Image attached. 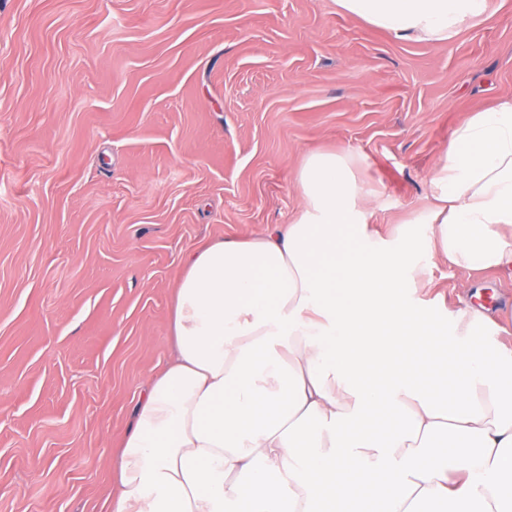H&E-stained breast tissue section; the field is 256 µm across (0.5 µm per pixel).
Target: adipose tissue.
Instances as JSON below:
<instances>
[{
	"label": "adipose tissue",
	"mask_w": 512,
	"mask_h": 512,
	"mask_svg": "<svg viewBox=\"0 0 512 512\" xmlns=\"http://www.w3.org/2000/svg\"><path fill=\"white\" fill-rule=\"evenodd\" d=\"M396 38L448 41L488 0H338ZM288 226L187 256L175 354L116 460L110 512H512V356L490 324L415 306L423 270L369 230L346 153L297 175ZM422 215L449 264L512 269V96L459 126Z\"/></svg>",
	"instance_id": "adipose-tissue-1"
}]
</instances>
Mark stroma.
<instances>
[{"mask_svg":"<svg viewBox=\"0 0 512 512\" xmlns=\"http://www.w3.org/2000/svg\"><path fill=\"white\" fill-rule=\"evenodd\" d=\"M506 96L512 0L445 43L336 0H0V512H109L185 257L289 223L316 151L354 153L373 230L410 224L415 298L482 307L512 352V271L448 265L415 221Z\"/></svg>","mask_w":512,"mask_h":512,"instance_id":"35a3bbf8","label":"stroma"}]
</instances>
